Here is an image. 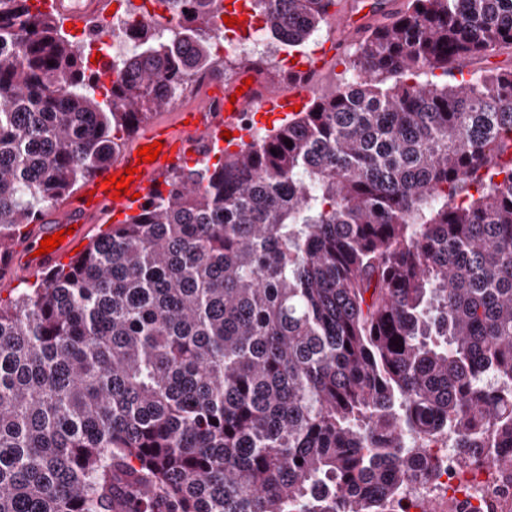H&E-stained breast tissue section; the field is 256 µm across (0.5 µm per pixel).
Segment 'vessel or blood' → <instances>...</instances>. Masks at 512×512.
Returning <instances> with one entry per match:
<instances>
[{"label":"vessel or blood","instance_id":"b4317fda","mask_svg":"<svg viewBox=\"0 0 512 512\" xmlns=\"http://www.w3.org/2000/svg\"><path fill=\"white\" fill-rule=\"evenodd\" d=\"M377 7V0H357L350 13L337 18L336 26L344 31L365 28L372 22ZM39 8L41 12L60 18L82 32L107 17L111 3L110 0H40ZM301 102L298 96L265 97L256 85L247 88L234 100L223 91L207 87L205 94L192 106L177 112L174 122H159L146 128L112 165L90 178L64 201L60 210L46 223L35 225L22 240L0 247V278H6L16 268L37 273L69 262L75 248L88 239L92 221H114L137 213L143 197L162 186L172 168L203 160L207 148L222 142L224 131L235 130L241 118L251 116L261 121L282 118L287 116L289 107ZM156 141L163 145L161 158L138 163L137 151ZM129 166L137 169L129 186L130 193L113 199L104 186L105 178L124 174ZM62 230L68 233L66 240L52 252L39 254L41 240Z\"/></svg>","mask_w":512,"mask_h":512}]
</instances>
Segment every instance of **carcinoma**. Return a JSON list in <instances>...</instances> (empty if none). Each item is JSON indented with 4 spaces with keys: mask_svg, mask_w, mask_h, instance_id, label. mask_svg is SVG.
Wrapping results in <instances>:
<instances>
[{
    "mask_svg": "<svg viewBox=\"0 0 512 512\" xmlns=\"http://www.w3.org/2000/svg\"><path fill=\"white\" fill-rule=\"evenodd\" d=\"M167 2L106 85L0 0L1 247L214 72L224 0ZM338 2L256 0L290 46ZM504 46L512 0H408L346 85L0 297V512H392L448 432L512 470V69L448 79Z\"/></svg>",
    "mask_w": 512,
    "mask_h": 512,
    "instance_id": "obj_1",
    "label": "carcinoma"
}]
</instances>
